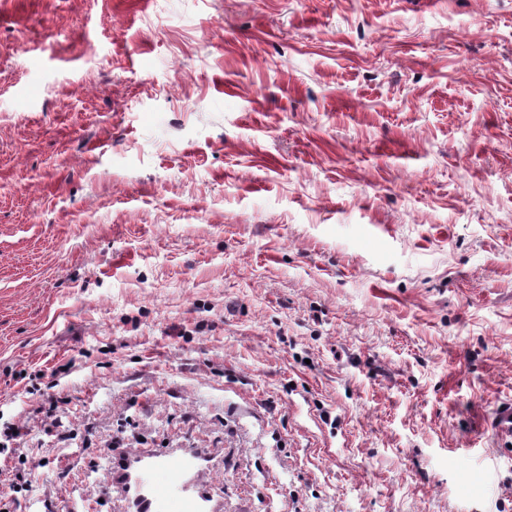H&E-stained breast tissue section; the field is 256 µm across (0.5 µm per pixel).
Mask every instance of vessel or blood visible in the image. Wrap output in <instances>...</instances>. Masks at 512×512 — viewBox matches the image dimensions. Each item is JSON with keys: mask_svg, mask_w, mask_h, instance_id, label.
Wrapping results in <instances>:
<instances>
[{"mask_svg": "<svg viewBox=\"0 0 512 512\" xmlns=\"http://www.w3.org/2000/svg\"><path fill=\"white\" fill-rule=\"evenodd\" d=\"M184 471L185 464L178 459L143 468L138 479L150 491L143 512H193L194 502L182 480Z\"/></svg>", "mask_w": 512, "mask_h": 512, "instance_id": "obj_1", "label": "vessel or blood"}]
</instances>
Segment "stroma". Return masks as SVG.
Wrapping results in <instances>:
<instances>
[{
    "mask_svg": "<svg viewBox=\"0 0 512 512\" xmlns=\"http://www.w3.org/2000/svg\"><path fill=\"white\" fill-rule=\"evenodd\" d=\"M509 400L512 0H0L12 512H512ZM185 468L181 459H170L161 465H149L141 470L138 479L151 493L143 502L144 512L194 511V502L182 481Z\"/></svg>",
    "mask_w": 512,
    "mask_h": 512,
    "instance_id": "stroma-1",
    "label": "stroma"
}]
</instances>
